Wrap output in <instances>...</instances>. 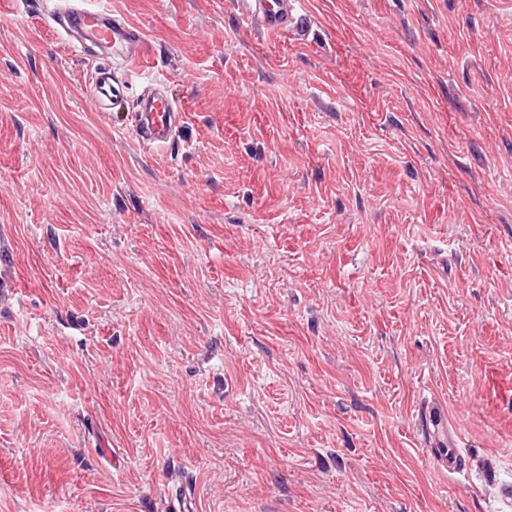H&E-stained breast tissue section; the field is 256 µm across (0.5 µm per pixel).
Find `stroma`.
Returning a JSON list of instances; mask_svg holds the SVG:
<instances>
[{
  "label": "stroma",
  "mask_w": 512,
  "mask_h": 512,
  "mask_svg": "<svg viewBox=\"0 0 512 512\" xmlns=\"http://www.w3.org/2000/svg\"><path fill=\"white\" fill-rule=\"evenodd\" d=\"M308 2L298 40L98 0L146 34L128 74L63 0H0V512H501L512 0ZM159 79L182 118L148 149ZM125 88L124 84L114 83L111 74L98 73L89 96L90 105L96 112L106 109L109 104L119 105L123 100ZM418 417L428 438L432 439L433 448L429 449L434 467L448 474V478L466 469L467 451L462 448L461 431L451 424L443 409L425 407Z\"/></svg>",
  "instance_id": "1"
}]
</instances>
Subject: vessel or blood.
<instances>
[{
    "label": "vessel or blood",
    "mask_w": 512,
    "mask_h": 512,
    "mask_svg": "<svg viewBox=\"0 0 512 512\" xmlns=\"http://www.w3.org/2000/svg\"><path fill=\"white\" fill-rule=\"evenodd\" d=\"M238 7L247 23H260L269 33L303 31L311 15L304 0H238ZM65 36L81 33L96 44H111L113 56L124 70L139 68L149 52L144 31L135 23L113 19L110 12L79 7L68 12L60 25ZM125 87L113 81L111 74H97L89 102L94 110L120 104ZM178 122L167 95L154 94L143 98L135 116L136 135L146 147L167 144ZM420 423L432 441L430 457L435 468L444 474L456 475L467 467V451L462 446L460 430L453 426L442 408L421 409Z\"/></svg>",
    "instance_id": "vessel-or-blood-1"
}]
</instances>
